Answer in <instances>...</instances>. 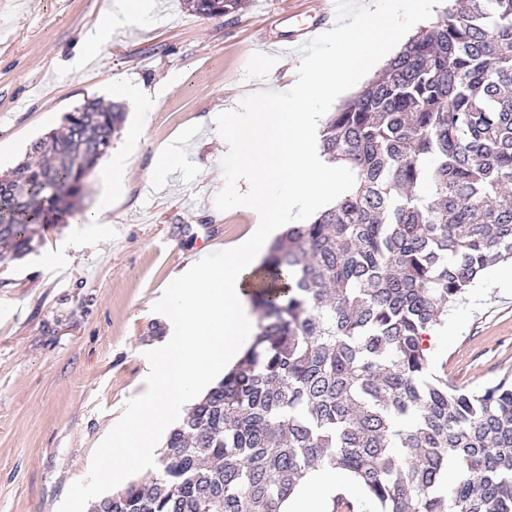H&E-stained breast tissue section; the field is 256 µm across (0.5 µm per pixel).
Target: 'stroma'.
I'll use <instances>...</instances> for the list:
<instances>
[{
  "label": "stroma",
  "instance_id": "stroma-1",
  "mask_svg": "<svg viewBox=\"0 0 512 512\" xmlns=\"http://www.w3.org/2000/svg\"><path fill=\"white\" fill-rule=\"evenodd\" d=\"M109 0H0V174L59 128L86 99L119 102L113 80L160 87L153 111L125 112L80 209L104 194L125 156L126 183L104 225L48 226L41 244L0 269V512H57L70 485L145 388V353L167 334L154 313L166 286L196 261L245 238L254 213L213 204L226 153L215 117L259 89L296 78L299 55L277 53L302 24L332 29L327 0H249L235 18L206 20L183 0H150L140 24L118 31L71 68ZM179 154L167 186L149 191L159 150ZM512 269L500 265L448 310L454 337L430 370L478 391L512 374Z\"/></svg>",
  "mask_w": 512,
  "mask_h": 512
}]
</instances>
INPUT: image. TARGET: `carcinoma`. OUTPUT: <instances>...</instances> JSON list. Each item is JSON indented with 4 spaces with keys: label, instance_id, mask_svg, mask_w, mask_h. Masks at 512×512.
Returning a JSON list of instances; mask_svg holds the SVG:
<instances>
[{
    "label": "carcinoma",
    "instance_id": "cac0c4a2",
    "mask_svg": "<svg viewBox=\"0 0 512 512\" xmlns=\"http://www.w3.org/2000/svg\"><path fill=\"white\" fill-rule=\"evenodd\" d=\"M184 2L203 19L247 6ZM123 118L88 99L0 175V264L74 209ZM322 149L354 187L252 273V343L170 431L150 484L90 512H283L324 466L373 512H512V380L450 386L423 346L512 260V0H449L328 116Z\"/></svg>",
    "mask_w": 512,
    "mask_h": 512
}]
</instances>
